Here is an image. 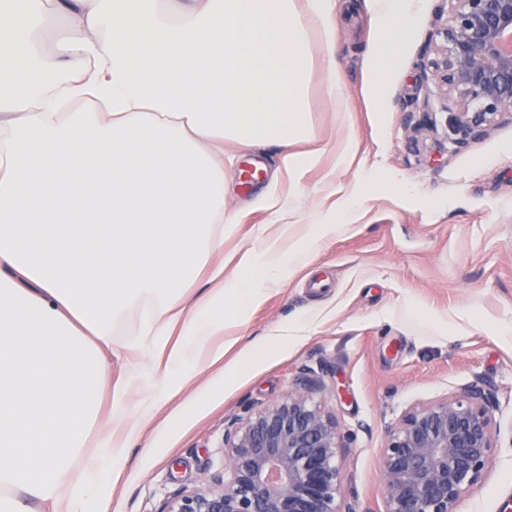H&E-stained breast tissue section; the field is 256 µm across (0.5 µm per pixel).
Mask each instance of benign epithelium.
I'll use <instances>...</instances> for the list:
<instances>
[{"instance_id": "1", "label": "benign epithelium", "mask_w": 512, "mask_h": 512, "mask_svg": "<svg viewBox=\"0 0 512 512\" xmlns=\"http://www.w3.org/2000/svg\"><path fill=\"white\" fill-rule=\"evenodd\" d=\"M446 27L420 68L443 91L457 146L512 120V0H449ZM305 375L278 402L224 430L222 471L170 494L161 512H340L343 435ZM471 384L407 410L381 454L386 512H457L497 447L494 409Z\"/></svg>"}]
</instances>
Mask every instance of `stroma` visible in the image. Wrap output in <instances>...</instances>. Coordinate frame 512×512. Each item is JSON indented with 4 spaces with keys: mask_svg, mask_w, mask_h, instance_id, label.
Returning a JSON list of instances; mask_svg holds the SVG:
<instances>
[{
    "mask_svg": "<svg viewBox=\"0 0 512 512\" xmlns=\"http://www.w3.org/2000/svg\"><path fill=\"white\" fill-rule=\"evenodd\" d=\"M351 3L338 11L334 51L314 48L309 110L324 152L283 221L299 236L321 223L332 180L360 190L356 225L325 239L226 337L246 343L310 311L319 316L296 344L189 407L170 434L148 428L133 440L107 512H160L172 492L221 469L234 417L280 400L305 373L323 380L317 398L344 435L342 512H385L380 459L388 429L410 407L472 383L497 400V446L457 510L504 512L512 502V122L460 148L448 141L439 91L419 66L438 39L435 16L447 13V0H426L385 78L384 105L371 112L365 51L377 21L365 0ZM346 141L351 158L340 169L336 151ZM256 160L263 174L246 183ZM278 167V147L225 143L224 212L236 218L224 237L227 266L257 230L276 235L270 213L252 202ZM405 183L413 194L402 192Z\"/></svg>",
    "mask_w": 512,
    "mask_h": 512,
    "instance_id": "obj_1",
    "label": "stroma"
}]
</instances>
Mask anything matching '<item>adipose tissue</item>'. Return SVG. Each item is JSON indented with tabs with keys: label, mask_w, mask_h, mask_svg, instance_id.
<instances>
[{
	"label": "adipose tissue",
	"mask_w": 512,
	"mask_h": 512,
	"mask_svg": "<svg viewBox=\"0 0 512 512\" xmlns=\"http://www.w3.org/2000/svg\"><path fill=\"white\" fill-rule=\"evenodd\" d=\"M333 0H0V512H102L125 442L86 446L102 405L127 439L165 413L200 364L219 385L294 341L303 323L216 341L319 240L354 227L358 196L288 252L258 235L225 273L224 144H276L293 185L318 152L308 87L312 20L335 46ZM366 53L381 80L403 54L420 0H370ZM133 310L132 334L114 327ZM138 351L113 381L106 353ZM147 392L131 403L132 386Z\"/></svg>",
	"instance_id": "1"
}]
</instances>
